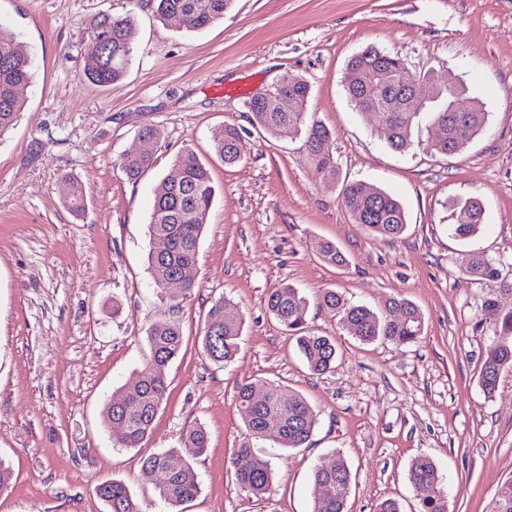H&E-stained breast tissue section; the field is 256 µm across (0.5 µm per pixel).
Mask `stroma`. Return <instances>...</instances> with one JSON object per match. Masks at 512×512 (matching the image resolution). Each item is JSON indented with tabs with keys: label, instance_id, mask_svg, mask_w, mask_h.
Masks as SVG:
<instances>
[{
	"label": "stroma",
	"instance_id": "35a3bbf8",
	"mask_svg": "<svg viewBox=\"0 0 512 512\" xmlns=\"http://www.w3.org/2000/svg\"><path fill=\"white\" fill-rule=\"evenodd\" d=\"M135 10L134 57L124 79L102 87L83 72L89 28L102 14ZM0 25L18 33L32 62L24 108L0 135V463L13 472L0 512H106L94 488L123 483L143 512H168L162 476L144 457L179 447L203 426L209 445L194 459L200 492L182 512H311V474L344 457L348 512H375L386 498L420 512L408 469L437 465L449 512H487L512 481V369L485 393L480 369L496 337L482 304L512 308V0H234L223 20L189 32L128 0H0ZM374 46L436 81L458 76L487 114L461 152L438 155L428 117L413 146L392 151L378 116L356 111L345 83L349 59ZM311 86L307 110L334 133L340 181L307 160L302 138H273L251 123L250 99L284 73ZM161 132L141 141L143 127ZM241 136L240 162L224 165L213 139ZM193 149L215 186L199 246L195 286L171 307L147 256L154 196L175 157ZM147 150L153 164L128 178L119 159ZM395 195L405 232L381 239L344 208L341 180ZM84 208L68 207L73 184ZM484 207L476 237H455L456 201ZM333 242L346 266L323 262ZM499 271L504 290L464 271L471 252ZM288 283L309 303L310 330L336 340V361L318 375L269 314L268 294ZM333 289L354 304L415 303L417 342L363 343L316 298ZM223 301L242 320L226 365L201 351L208 310ZM179 324L183 349L167 370V400L138 448L118 445L102 416L149 357L158 319ZM276 383L307 400L316 422L300 448L257 440L273 470L261 498L238 486L230 459L245 436L237 388Z\"/></svg>",
	"mask_w": 512,
	"mask_h": 512
}]
</instances>
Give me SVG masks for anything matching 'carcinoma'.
Returning a JSON list of instances; mask_svg holds the SVG:
<instances>
[{"mask_svg": "<svg viewBox=\"0 0 512 512\" xmlns=\"http://www.w3.org/2000/svg\"><path fill=\"white\" fill-rule=\"evenodd\" d=\"M233 0H149L159 19L174 15L183 18L189 32L204 30L224 18ZM135 12L123 15L103 14L93 21L90 37L103 42L105 56L92 54L84 62L86 77L101 86H112L125 75L134 50ZM411 69L401 57L373 46L366 47L349 62L346 92L350 102H361L371 109L394 108L388 113L384 133L388 146L403 152L413 145L412 131L420 113L402 112L390 95L392 88L406 82ZM32 78L30 56L18 36L0 27V133L11 127L22 111L24 102L14 87L27 84ZM465 87L453 78L441 86L425 87L430 106L431 123L443 130L444 136L427 144L431 151L450 156L461 152L484 127L486 113L474 100L463 104ZM280 96L291 98L295 110L282 112L276 105ZM310 86L302 77L285 74L267 101H249L254 124L273 137L301 136L308 161L326 177L336 180L339 169L332 153V132L309 116L306 106ZM463 111L458 112L456 108ZM239 132L227 127L221 138L214 139L215 153L226 164L239 157L234 145ZM120 167L131 179L139 178L152 165L150 154L124 156ZM215 194L210 171L197 154L187 148L175 159L156 193L150 220L151 235H163L172 245L165 256L149 254L148 262L156 285L172 277L184 279L186 291L194 287L199 244L203 226ZM342 202L355 221L378 238H395L406 228V214L400 201L391 193L363 181L342 185ZM457 238L468 241L483 222L481 205L466 200L455 205ZM321 258L334 265L345 263L343 254L328 241L317 245ZM472 277L488 283L499 280L497 268L480 255H474L465 268ZM317 306L338 318L341 326L361 342L380 338L397 345L417 342L423 332L422 315L406 299L393 298L381 312L364 305H354L334 290L323 292ZM309 302L290 285L271 291L267 298L269 313L296 337L298 349L308 368L315 374L328 372L336 361V342L329 336L308 329ZM485 320L495 330L497 342L490 348L480 370L484 391L493 392L502 372L512 368V310L505 311L496 300L488 298L482 305ZM242 332L241 322L224 317V301L217 300L209 309L202 331V350L213 362L224 364L235 357ZM150 359L147 368L132 382L129 390L111 400L104 408V420L113 427H124L119 445L137 448L150 434L154 420L166 398L167 369L183 348L180 327L171 320L154 322L148 331ZM253 384L238 388V402L244 409L246 436L235 451L231 465L242 491L260 496L272 482V470L260 463L251 440H270L281 448H300L312 435L315 415L304 397L276 384L267 386L265 402L252 401ZM126 405H121V402ZM208 436L201 426L187 430L181 438V449L167 450L143 459L147 471H158L163 481L156 487L158 497L176 508L194 499L200 492L197 473L190 459L207 448ZM313 483L327 484L332 494L314 499L312 512H345L351 484V472L344 458L328 468H316ZM409 480L420 495L421 512H448V495L436 464L428 457L416 458L409 469ZM96 495L107 506V512H143L126 486L118 481H104L95 486ZM489 512H512V481L506 483L490 504Z\"/></svg>", "mask_w": 512, "mask_h": 512, "instance_id": "cac0c4a2", "label": "carcinoma"}]
</instances>
